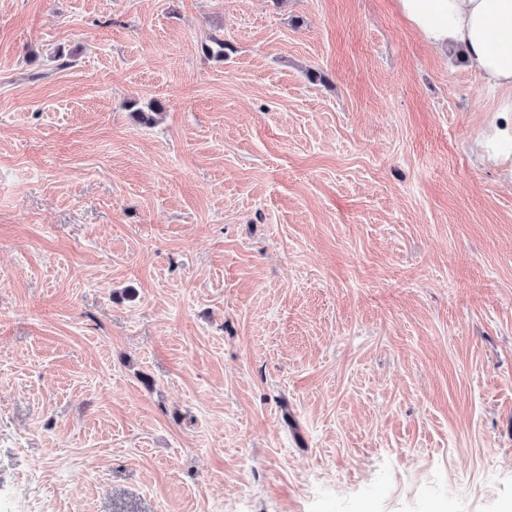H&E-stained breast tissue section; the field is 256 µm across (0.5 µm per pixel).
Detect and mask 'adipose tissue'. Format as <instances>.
Returning a JSON list of instances; mask_svg holds the SVG:
<instances>
[{
  "instance_id": "1",
  "label": "adipose tissue",
  "mask_w": 512,
  "mask_h": 512,
  "mask_svg": "<svg viewBox=\"0 0 512 512\" xmlns=\"http://www.w3.org/2000/svg\"><path fill=\"white\" fill-rule=\"evenodd\" d=\"M430 46L462 47L492 86L512 88V0H397Z\"/></svg>"
}]
</instances>
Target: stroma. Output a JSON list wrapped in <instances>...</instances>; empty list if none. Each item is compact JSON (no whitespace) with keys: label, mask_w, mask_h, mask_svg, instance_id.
Listing matches in <instances>:
<instances>
[{"label":"stroma","mask_w":512,"mask_h":512,"mask_svg":"<svg viewBox=\"0 0 512 512\" xmlns=\"http://www.w3.org/2000/svg\"><path fill=\"white\" fill-rule=\"evenodd\" d=\"M510 96L397 0H0V512L512 507ZM497 111L511 114V130L506 127L499 132L486 143V149L497 154L512 155V98L502 101Z\"/></svg>","instance_id":"1"}]
</instances>
